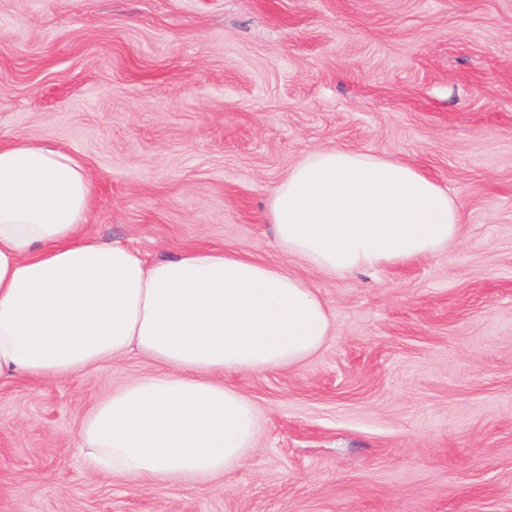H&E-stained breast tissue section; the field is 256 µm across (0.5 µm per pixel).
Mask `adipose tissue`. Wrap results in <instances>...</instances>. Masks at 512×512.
Returning a JSON list of instances; mask_svg holds the SVG:
<instances>
[{"label": "adipose tissue", "mask_w": 512, "mask_h": 512, "mask_svg": "<svg viewBox=\"0 0 512 512\" xmlns=\"http://www.w3.org/2000/svg\"><path fill=\"white\" fill-rule=\"evenodd\" d=\"M84 162L46 142L0 147V380L72 377L138 352L154 364L96 401L78 433L93 473L205 483L246 456L260 419L233 372L302 362L331 332L313 288L244 252L146 262L82 234ZM277 244L332 275L440 254L465 216L415 166L309 151L274 189Z\"/></svg>", "instance_id": "1"}]
</instances>
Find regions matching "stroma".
<instances>
[{
    "mask_svg": "<svg viewBox=\"0 0 512 512\" xmlns=\"http://www.w3.org/2000/svg\"><path fill=\"white\" fill-rule=\"evenodd\" d=\"M22 141L84 159L89 236L245 250L332 330L226 377L261 430L211 485L89 474L81 421L143 356L0 383V512H512V0H0V146ZM319 148L414 165L458 240L342 277L288 254L273 191Z\"/></svg>",
    "mask_w": 512,
    "mask_h": 512,
    "instance_id": "35a3bbf8",
    "label": "stroma"
}]
</instances>
